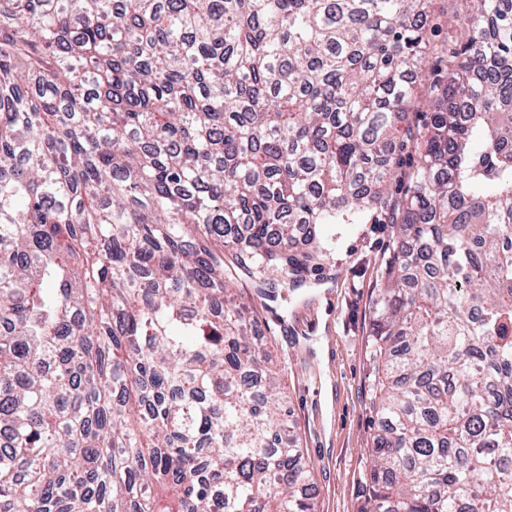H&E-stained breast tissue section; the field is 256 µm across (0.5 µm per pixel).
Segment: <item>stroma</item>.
Listing matches in <instances>:
<instances>
[{"label":"stroma","mask_w":512,"mask_h":512,"mask_svg":"<svg viewBox=\"0 0 512 512\" xmlns=\"http://www.w3.org/2000/svg\"><path fill=\"white\" fill-rule=\"evenodd\" d=\"M464 0H433L428 38L442 50L462 42L457 18ZM336 252L321 271L279 289L275 299L259 293L253 274L231 266L241 304L256 311L263 339L277 360L287 388L292 424L308 492L317 512H362L368 450L377 433L372 405V301L393 246L389 224H340Z\"/></svg>","instance_id":"1"}]
</instances>
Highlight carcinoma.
<instances>
[{
  "mask_svg": "<svg viewBox=\"0 0 512 512\" xmlns=\"http://www.w3.org/2000/svg\"><path fill=\"white\" fill-rule=\"evenodd\" d=\"M471 2L439 56L431 0H0V512H316L224 250L273 299L368 223L364 512H512V0Z\"/></svg>",
  "mask_w": 512,
  "mask_h": 512,
  "instance_id": "obj_1",
  "label": "carcinoma"
}]
</instances>
